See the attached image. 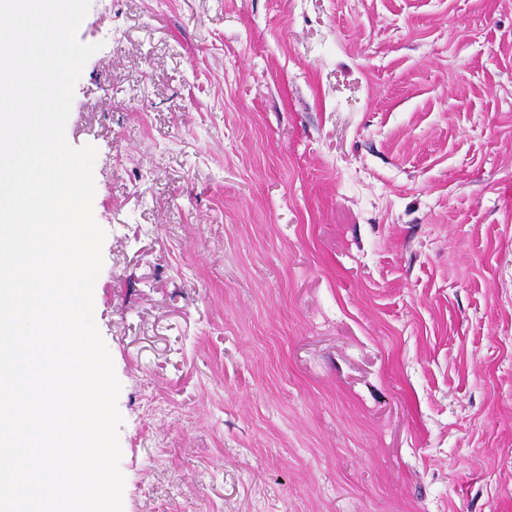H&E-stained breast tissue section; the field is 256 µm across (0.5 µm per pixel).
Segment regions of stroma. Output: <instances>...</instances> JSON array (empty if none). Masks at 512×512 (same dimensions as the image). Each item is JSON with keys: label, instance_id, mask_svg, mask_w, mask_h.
Here are the masks:
<instances>
[{"label": "stroma", "instance_id": "stroma-1", "mask_svg": "<svg viewBox=\"0 0 512 512\" xmlns=\"http://www.w3.org/2000/svg\"><path fill=\"white\" fill-rule=\"evenodd\" d=\"M123 512H512V0H91Z\"/></svg>", "mask_w": 512, "mask_h": 512}]
</instances>
